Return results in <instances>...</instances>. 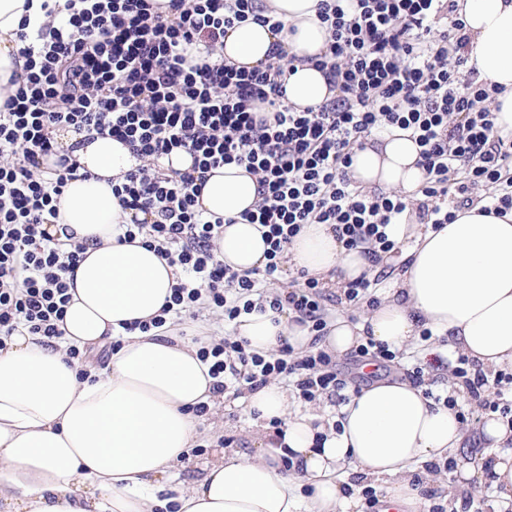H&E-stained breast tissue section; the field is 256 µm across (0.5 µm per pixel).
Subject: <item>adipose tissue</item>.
I'll return each instance as SVG.
<instances>
[{
    "mask_svg": "<svg viewBox=\"0 0 512 512\" xmlns=\"http://www.w3.org/2000/svg\"><path fill=\"white\" fill-rule=\"evenodd\" d=\"M318 2L270 0L285 30L275 33L253 20L234 25L224 34L225 61L261 66L275 42L306 59L323 53L327 34ZM42 3L0 0V86L22 72L19 30L44 22ZM458 4L471 64L504 88L495 129L512 136V0ZM285 87L298 108L333 96L323 73L307 62ZM73 157L90 176L68 182L59 203L58 224L86 245L72 272L64 335L49 347L22 328L0 349V512H361L357 492L344 489L346 472L378 487L382 499L404 512H417L414 465L447 458L460 448L464 428L455 409L401 380L372 384L336 409L314 412L294 410L275 383L247 393L255 454L206 462L195 484L169 494L172 469L201 436L193 408L217 410L224 397L213 392L209 366L182 325L123 332L124 323L159 314L177 283L174 267L143 238L116 241L120 225L134 215L120 208L109 180L136 169L137 159L125 144L100 136ZM418 159L409 131L393 128L355 153L350 174L365 190L410 194L424 180ZM257 189L245 166L230 164L209 172L198 199L206 212L228 218L217 255L240 272L266 262L258 225L239 219L253 207ZM388 234L412 242L402 273L357 321H331L323 347L341 357L370 337L400 351L427 328L424 359L460 352L487 372L512 365V212L500 218L476 205L436 231L404 218ZM285 258L290 271L338 286L372 269L361 250L346 249L326 224L303 225ZM233 332L261 355L284 344L300 353L311 341L308 327L285 311L242 315ZM116 337L120 348L77 379L67 349L93 351ZM275 419L277 432L268 427ZM480 432L496 450L495 492L512 500V419L488 413Z\"/></svg>",
    "mask_w": 512,
    "mask_h": 512,
    "instance_id": "1",
    "label": "adipose tissue"
}]
</instances>
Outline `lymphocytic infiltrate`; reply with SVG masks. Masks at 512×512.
Returning <instances> with one entry per match:
<instances>
[{"label": "lymphocytic infiltrate", "instance_id": "1", "mask_svg": "<svg viewBox=\"0 0 512 512\" xmlns=\"http://www.w3.org/2000/svg\"><path fill=\"white\" fill-rule=\"evenodd\" d=\"M44 23L20 32L22 74L0 88V337L21 327L55 343L70 301L67 273L84 249L56 227L57 206L81 173L59 153L57 128L75 146L107 135L129 147L138 167L113 178L120 207L139 217L118 242L143 237L177 283L161 314L134 327L146 333L167 318L204 314L233 324L241 315L283 310L309 323L304 354L248 352L234 335L202 342L216 393L292 383L297 397L344 403L356 388L321 342L325 301L319 280L302 274L297 288L269 286L281 257L306 224H328L347 249L367 247L372 263L398 244L387 232L404 212L419 223H451L457 210L487 202L512 211V137L494 131L491 108L502 86L469 66L470 37L458 0H320L327 48L313 58L333 98L297 109L285 82L300 58L272 44L266 62L245 70L224 60V33L255 20L281 31L267 0H44ZM205 43V57L189 50ZM411 131L425 179L418 193L368 192L352 179L356 151L370 136ZM176 151L190 168L164 172ZM246 166L259 184L243 220L262 225L264 267L244 273L219 260L225 220L197 208L211 169Z\"/></svg>", "mask_w": 512, "mask_h": 512}]
</instances>
